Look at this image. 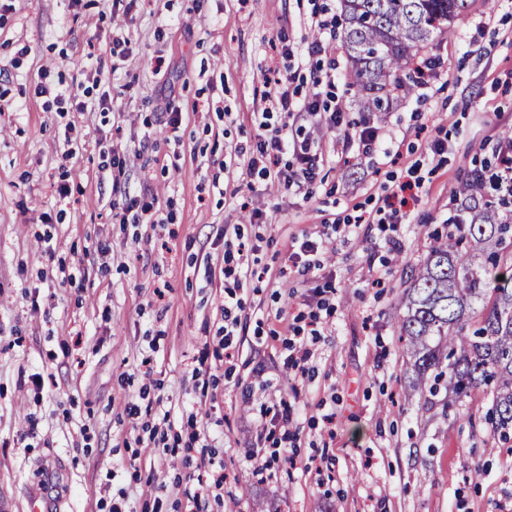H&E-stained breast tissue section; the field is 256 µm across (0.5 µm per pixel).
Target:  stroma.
<instances>
[{
	"label": "stroma",
	"mask_w": 512,
	"mask_h": 512,
	"mask_svg": "<svg viewBox=\"0 0 512 512\" xmlns=\"http://www.w3.org/2000/svg\"><path fill=\"white\" fill-rule=\"evenodd\" d=\"M340 12V0H144L129 20L118 0H0V499L13 512H28L32 484L65 512H183L187 482L212 480L209 456L224 473L210 512H512V452L487 401L444 412L409 396L394 328L454 190L512 130V0H472L428 46L427 83L368 116L371 151L298 112L288 138L316 141V180L249 188L242 150L276 91L272 68L293 67L301 98L330 81L345 120L366 117L340 40L318 64L274 48L281 32L304 46ZM116 37L127 60L109 52ZM44 77L109 92L112 109L37 96ZM434 137L448 143L439 162ZM411 167L421 188L404 224L356 225ZM116 182L156 197L168 224L135 223ZM322 235L321 269L303 271L292 244ZM228 240L264 277L227 350ZM283 400L287 425H263Z\"/></svg>",
	"instance_id": "obj_1"
}]
</instances>
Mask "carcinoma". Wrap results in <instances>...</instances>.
I'll return each mask as SVG.
<instances>
[{"label":"carcinoma","mask_w":512,"mask_h":512,"mask_svg":"<svg viewBox=\"0 0 512 512\" xmlns=\"http://www.w3.org/2000/svg\"><path fill=\"white\" fill-rule=\"evenodd\" d=\"M470 0H341L349 84L364 112H386L410 89L413 59L453 33ZM461 223L433 236L412 275L399 337L414 358L411 389L431 401L460 402L476 392L491 406L486 423L512 443V188L474 168L456 190Z\"/></svg>","instance_id":"cac0c4a2"}]
</instances>
